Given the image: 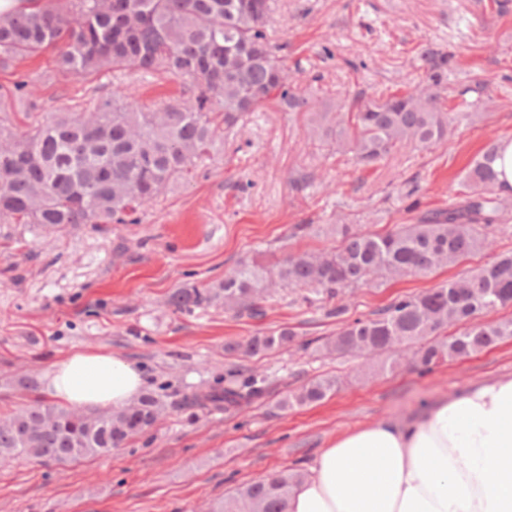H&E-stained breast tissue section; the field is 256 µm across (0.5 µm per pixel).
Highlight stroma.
<instances>
[{
    "label": "stroma",
    "mask_w": 512,
    "mask_h": 512,
    "mask_svg": "<svg viewBox=\"0 0 512 512\" xmlns=\"http://www.w3.org/2000/svg\"><path fill=\"white\" fill-rule=\"evenodd\" d=\"M273 29L285 46L293 84L318 81L328 104L359 90L398 91L422 78L414 52L435 42L452 55L448 85H484L492 95L480 121L428 149L404 148L372 167L311 141L308 116L280 105L253 113L224 137L223 153L145 204L134 222L77 224L57 235L0 221V410L34 395L21 377L43 383L52 364L75 351L136 363L148 390L168 400L157 424L108 457L66 465L23 458L0 463V512H211L239 484L291 466L309 470L341 434L380 420H404L474 382L512 374V339L421 374L412 363L366 376L361 359L324 358L308 342L338 325L300 291L275 292L263 317L211 307L176 313L175 288L205 287L241 260L275 263L291 251L334 246L324 230L345 215L385 232L444 209L463 191L461 174L492 140L512 138V0H279ZM25 95L15 86L29 73ZM126 95L141 105L191 100L190 84L135 73L76 81L56 70L54 51L0 67V105L24 131L57 112L92 109ZM310 174L303 188L294 182ZM493 252L427 276L346 291L350 317H368L402 296L437 286L512 251V220L493 232ZM295 332L288 348L253 358L224 345L261 331ZM266 376L268 393L229 410L182 405L199 387L224 384L229 369ZM336 376L323 402L277 403L309 380Z\"/></svg>",
    "instance_id": "obj_1"
}]
</instances>
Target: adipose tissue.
I'll use <instances>...</instances> for the list:
<instances>
[{
    "label": "adipose tissue",
    "mask_w": 512,
    "mask_h": 512,
    "mask_svg": "<svg viewBox=\"0 0 512 512\" xmlns=\"http://www.w3.org/2000/svg\"><path fill=\"white\" fill-rule=\"evenodd\" d=\"M46 379L58 405L80 409L128 406L144 386L134 363L92 351L56 361ZM285 512H512V375L345 433L318 453Z\"/></svg>",
    "instance_id": "adipose-tissue-1"
}]
</instances>
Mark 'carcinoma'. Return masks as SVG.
<instances>
[{
  "mask_svg": "<svg viewBox=\"0 0 512 512\" xmlns=\"http://www.w3.org/2000/svg\"><path fill=\"white\" fill-rule=\"evenodd\" d=\"M0 15V65L41 51L57 52L58 67L84 79L101 71H139L192 82L195 96L156 111L115 96L91 112H64L17 136L0 123V217L58 233L72 224L123 223L146 202L186 178L216 150L217 130L233 131L254 112L281 104L306 112L316 91L288 87V73L271 19L277 0H23ZM427 86L391 94L356 93L336 111L314 112L309 133L374 166L400 148H429L456 126L471 124L486 107L485 87L448 89V54L430 43L417 48ZM500 143L488 144L463 172L464 196L412 224L380 233L334 224L336 246L290 253L272 267L240 262L208 288L185 284L168 297L176 311L222 305L239 317L264 315L275 288L316 296L336 335L314 348L323 356L353 355L368 372L397 368L410 356L428 369L481 352L512 337V318L490 315L512 299V254L474 273L406 295L371 317L350 320L341 296L366 283L426 275L491 248L489 235L507 221L509 196L494 162ZM465 328L448 340L450 325ZM287 329L259 332L225 345L245 357L286 347ZM267 379L237 369L224 387H200L185 401L201 409L232 408L264 396ZM338 388L332 377L314 380L279 402L288 409L320 402ZM165 407L147 392L126 408L90 411L43 398L0 417V461L26 456L66 464L103 457L151 428ZM304 478L286 469L245 483L213 512H285Z\"/></svg>",
  "mask_w": 512,
  "mask_h": 512,
  "instance_id": "obj_1",
  "label": "carcinoma"
}]
</instances>
